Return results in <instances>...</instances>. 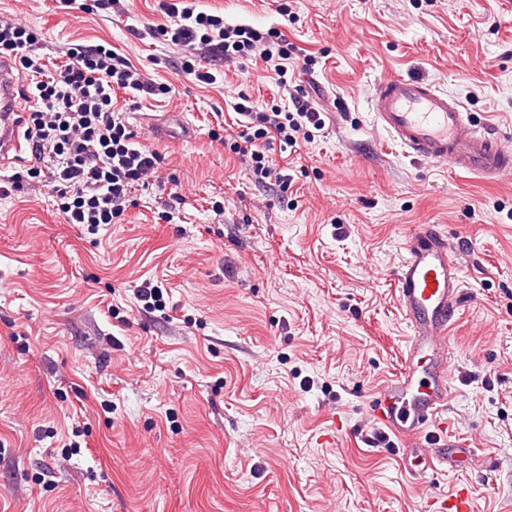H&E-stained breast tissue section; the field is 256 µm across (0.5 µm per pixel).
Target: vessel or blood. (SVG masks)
<instances>
[{
	"instance_id": "b4317fda",
	"label": "vessel or blood",
	"mask_w": 512,
	"mask_h": 512,
	"mask_svg": "<svg viewBox=\"0 0 512 512\" xmlns=\"http://www.w3.org/2000/svg\"><path fill=\"white\" fill-rule=\"evenodd\" d=\"M19 75L0 58V168L21 151L16 95ZM374 125L418 159L442 163L493 183L512 172V143L475 124L462 100L435 84L391 76L378 82L369 102ZM397 272V296L409 336L404 365L384 382L372 402L375 420L392 434L413 441L409 468L455 470L460 462L479 464L474 449L428 442V428L448 404L450 333L463 303L460 246L432 225L418 224L405 240ZM438 512H474L468 490L440 498Z\"/></svg>"
}]
</instances>
